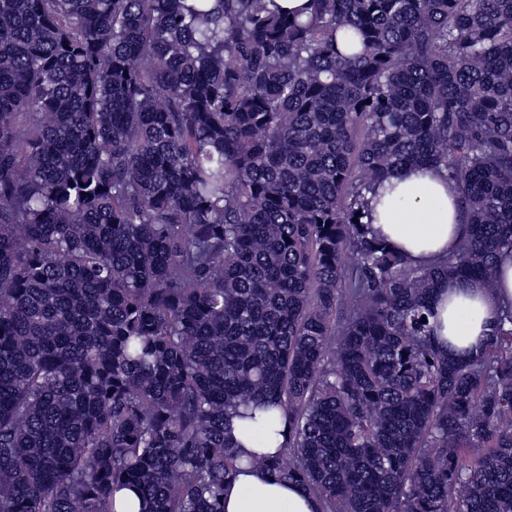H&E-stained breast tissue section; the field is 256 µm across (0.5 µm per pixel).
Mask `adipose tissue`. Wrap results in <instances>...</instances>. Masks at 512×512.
Masks as SVG:
<instances>
[{
	"instance_id": "1",
	"label": "adipose tissue",
	"mask_w": 512,
	"mask_h": 512,
	"mask_svg": "<svg viewBox=\"0 0 512 512\" xmlns=\"http://www.w3.org/2000/svg\"><path fill=\"white\" fill-rule=\"evenodd\" d=\"M457 192L443 171L415 167L393 174L368 193L364 218L372 234L383 238L413 264L427 266L452 252L463 227L457 222ZM500 281L487 289L479 282H441L432 299L434 334L450 354H479L486 339L512 310V253L498 260ZM257 443L245 421L233 419L232 433L243 451L275 454L288 433V422L274 415ZM224 512H320L318 500L293 483L271 479L254 469L236 473L224 487Z\"/></svg>"
}]
</instances>
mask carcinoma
Masks as SVG:
<instances>
[{"label":"carcinoma","instance_id":"carcinoma-1","mask_svg":"<svg viewBox=\"0 0 512 512\" xmlns=\"http://www.w3.org/2000/svg\"><path fill=\"white\" fill-rule=\"evenodd\" d=\"M414 166L464 226L426 267L353 221ZM505 250L512 0H0V512H224L244 465L512 512V311L467 360L421 323ZM247 423L241 419L232 420V433L242 446V450L252 454L274 455L278 447L284 441V435H288V421L284 416L276 413L270 424L255 423L247 430ZM260 429L265 434V444L259 445L252 437V431Z\"/></svg>","mask_w":512,"mask_h":512}]
</instances>
